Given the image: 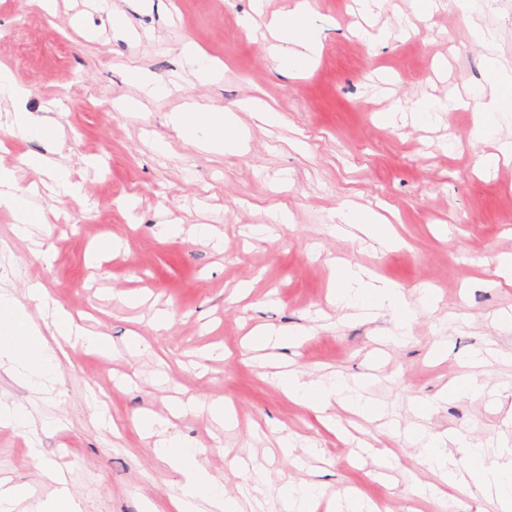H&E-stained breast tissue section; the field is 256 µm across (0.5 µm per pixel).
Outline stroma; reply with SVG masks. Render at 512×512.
I'll return each instance as SVG.
<instances>
[{"label": "stroma", "instance_id": "obj_1", "mask_svg": "<svg viewBox=\"0 0 512 512\" xmlns=\"http://www.w3.org/2000/svg\"><path fill=\"white\" fill-rule=\"evenodd\" d=\"M323 47L307 70L279 68L267 23L295 0H125L135 38L113 31L97 0H54L51 13L28 0H0V65L31 89V112L51 109L63 126L60 142L22 138L0 112V164L50 155L60 148L81 200L55 197L49 225L21 240L0 212V290L41 312L27 287L49 298L112 345L108 359L80 349L62 360L63 380L36 389L0 368V402L23 404L35 444L0 427V481L27 488L15 512H39L53 497L60 472L80 512H166L185 481L156 454L159 436L143 437L132 420L141 411L167 415L174 399L195 410L176 418L179 439L239 492L240 464L262 467L268 488L256 512H279L283 481L315 480L328 492L358 490L381 512H499L486 499L448 497L440 476L419 464L405 430L457 431L482 444L489 458L512 448V331L497 319L512 314V285L499 283L497 259L512 254V164L482 169L491 145L473 136L474 117L460 110L431 126L413 122L423 99L455 94L491 101L489 56L512 67V0H492L478 21L461 17L453 0H434L415 20L412 0H385L377 16L359 0H310ZM497 33L495 51L477 41L473 24ZM193 44L223 71L202 84L182 71V48ZM139 66L179 83L166 97L142 100L128 82ZM257 97L279 112L266 125L239 115L251 132L240 156L201 151L168 122L199 101L235 109ZM167 142L166 154L154 149ZM371 208L393 224L399 246L332 235L342 206ZM287 210L292 221L273 214ZM163 224L180 237L164 239ZM213 225L222 248L199 239ZM109 242L98 267L87 260ZM347 260L402 288L417 308L414 337L382 344L390 319H349L328 301L332 264ZM249 284L246 300L230 290ZM437 306L420 307L422 289ZM168 328L151 326L156 311ZM302 327L299 349H280L312 378H368L365 397L397 422L365 421L340 404L332 415L352 434L341 442L273 382L266 351L246 350L255 326ZM150 352H131V333ZM446 344L445 354L433 352ZM483 352L477 397L438 401L448 382L466 374L467 358ZM229 403L238 425L224 428L207 410ZM105 402L120 434L101 425L94 401ZM292 438L282 452L278 438Z\"/></svg>", "mask_w": 512, "mask_h": 512}]
</instances>
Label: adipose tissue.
<instances>
[{
    "mask_svg": "<svg viewBox=\"0 0 512 512\" xmlns=\"http://www.w3.org/2000/svg\"><path fill=\"white\" fill-rule=\"evenodd\" d=\"M271 24L278 33L276 56L282 66L293 73L305 70L322 47L321 30L309 0H298L293 11L273 18ZM496 74L492 107L454 96L444 103H422L418 119L427 123L437 113L469 109L474 113L475 137L492 138L500 117L512 114V70L500 67ZM28 96V89L17 82L8 67L1 65L0 107L10 115L11 129L28 138L59 139L60 125L55 119L27 111ZM169 122L202 151L234 156L249 149L250 131L234 112L196 102L172 112ZM19 178V169L0 165V210L13 214L18 223L17 232L23 235L28 225L46 223L47 205L38 193L22 191L18 186ZM347 226L357 229L383 248L388 249L398 243L388 219L370 208L341 207L330 230L340 232ZM332 280L334 305L359 310L361 317L371 320L388 314L392 323V340L404 341L411 337L415 314L406 305L399 288L367 280L362 269L347 261L334 264ZM28 297L40 308L50 309L53 331L45 333V327L32 318L24 304L17 302L9 293L1 292V367L28 383L36 378L55 381L63 376L60 357L66 348L79 346L102 357H111L112 347L104 336L83 327L70 312L50 308L45 289L29 287ZM276 384L286 398L311 411L328 431L342 441L347 440L349 434L330 415L333 402H344L351 411L366 420L383 413L381 407L364 399L358 390L345 382L328 385L308 378L304 371L298 369L278 373ZM411 438L413 442L424 445L421 463L438 473L450 490L465 495L480 492L495 498L502 512H512V453L505 461H490L482 446L473 443L469 446L468 463L462 467L450 451L451 446L460 445V438L448 441L443 436L427 433L422 427L414 430ZM157 455L165 463L178 465L186 474L179 494L170 498L173 512H241L237 500L225 496L223 484L198 461L195 449L173 436L159 444Z\"/></svg>",
    "mask_w": 512,
    "mask_h": 512,
    "instance_id": "obj_1",
    "label": "adipose tissue"
}]
</instances>
